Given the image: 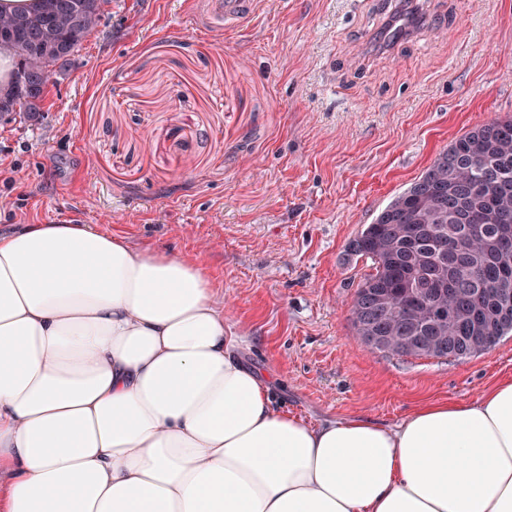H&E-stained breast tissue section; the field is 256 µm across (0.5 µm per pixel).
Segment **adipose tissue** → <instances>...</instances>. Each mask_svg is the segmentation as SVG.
Instances as JSON below:
<instances>
[{
  "instance_id": "obj_1",
  "label": "adipose tissue",
  "mask_w": 512,
  "mask_h": 512,
  "mask_svg": "<svg viewBox=\"0 0 512 512\" xmlns=\"http://www.w3.org/2000/svg\"><path fill=\"white\" fill-rule=\"evenodd\" d=\"M232 346L185 256L0 235V512H512V380L313 426Z\"/></svg>"
}]
</instances>
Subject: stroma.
Listing matches in <instances>:
<instances>
[{
  "instance_id": "stroma-1",
  "label": "stroma",
  "mask_w": 512,
  "mask_h": 512,
  "mask_svg": "<svg viewBox=\"0 0 512 512\" xmlns=\"http://www.w3.org/2000/svg\"><path fill=\"white\" fill-rule=\"evenodd\" d=\"M101 0L36 117L0 122V233L92 224L210 275L237 353L311 425L401 423L512 377V335L463 361L365 347L348 241L435 156L512 117V0ZM211 10L215 17L224 20V24L250 18L256 9V0H211Z\"/></svg>"
}]
</instances>
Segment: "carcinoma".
I'll use <instances>...</instances> for the list:
<instances>
[{
	"label": "carcinoma",
	"mask_w": 512,
	"mask_h": 512,
	"mask_svg": "<svg viewBox=\"0 0 512 512\" xmlns=\"http://www.w3.org/2000/svg\"><path fill=\"white\" fill-rule=\"evenodd\" d=\"M40 0L31 12H0V32H21L10 44L15 80L43 78V88L71 63L99 22L100 7L88 0H58L49 13ZM512 118L482 124L453 141L426 171L396 195L373 223L347 244L351 257L371 261L356 289L350 320L362 335L363 297L385 305L371 312L388 336V353L434 356L404 341L432 336L448 354L465 360L512 335V318L501 320L499 291L512 289Z\"/></svg>",
	"instance_id": "carcinoma-1"
}]
</instances>
